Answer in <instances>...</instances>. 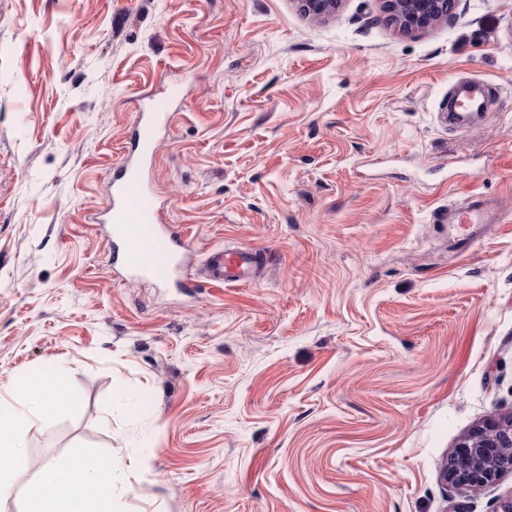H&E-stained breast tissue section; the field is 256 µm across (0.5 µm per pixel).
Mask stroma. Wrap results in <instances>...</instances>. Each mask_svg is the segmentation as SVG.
<instances>
[{
    "mask_svg": "<svg viewBox=\"0 0 512 512\" xmlns=\"http://www.w3.org/2000/svg\"><path fill=\"white\" fill-rule=\"evenodd\" d=\"M489 112L453 129L452 83ZM146 163L192 268L261 251L251 285L119 281L100 216L151 96ZM504 219L459 246L434 209ZM69 394L27 478L100 449L117 512H497L512 470L454 486L456 446L512 414V0L400 30L379 0H0V393ZM174 93L163 95L152 101L151 112L143 114L137 121L133 133V147L141 155L153 153L162 125L168 123L172 116L170 104Z\"/></svg>",
    "mask_w": 512,
    "mask_h": 512,
    "instance_id": "35a3bbf8",
    "label": "stroma"
}]
</instances>
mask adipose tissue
<instances>
[{
	"label": "adipose tissue",
	"mask_w": 512,
	"mask_h": 512,
	"mask_svg": "<svg viewBox=\"0 0 512 512\" xmlns=\"http://www.w3.org/2000/svg\"><path fill=\"white\" fill-rule=\"evenodd\" d=\"M64 394L61 380L50 383L34 375L19 379L12 397L0 395V497L16 488L25 471L26 431L46 422ZM126 488L125 476L111 458L85 448L68 466L44 465L25 489L22 512H113L116 493Z\"/></svg>",
	"instance_id": "ef3b65f1"
}]
</instances>
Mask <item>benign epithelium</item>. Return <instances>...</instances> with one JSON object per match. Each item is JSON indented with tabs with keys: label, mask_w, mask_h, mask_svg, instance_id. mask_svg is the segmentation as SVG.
I'll use <instances>...</instances> for the list:
<instances>
[{
	"label": "benign epithelium",
	"mask_w": 512,
	"mask_h": 512,
	"mask_svg": "<svg viewBox=\"0 0 512 512\" xmlns=\"http://www.w3.org/2000/svg\"><path fill=\"white\" fill-rule=\"evenodd\" d=\"M301 9L314 16L336 11L340 0H297ZM400 28L419 30L448 17L450 0H380ZM456 454L445 472L453 485L479 487L496 482L506 469H512V415L490 419L474 428L458 444Z\"/></svg>",
	"instance_id": "1"
}]
</instances>
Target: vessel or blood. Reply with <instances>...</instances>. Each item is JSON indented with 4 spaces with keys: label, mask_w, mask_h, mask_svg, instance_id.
Listing matches in <instances>:
<instances>
[{
    "label": "vessel or blood",
    "mask_w": 512,
    "mask_h": 512,
    "mask_svg": "<svg viewBox=\"0 0 512 512\" xmlns=\"http://www.w3.org/2000/svg\"><path fill=\"white\" fill-rule=\"evenodd\" d=\"M487 91L481 83L457 84L449 126H456L458 117L481 111ZM171 101L168 94L154 99L149 112L137 121L132 140L139 155L153 152L161 126L171 118ZM435 220L447 225L452 236H470L485 225L500 223L501 212L493 204L472 197L463 205L436 211ZM104 221L112 226L117 260L127 275L163 288L190 290L191 284L183 273L187 261L185 243L180 233L161 223L156 195L136 159L125 162L112 177ZM206 267L213 282L246 286L256 277V253L217 249L208 254Z\"/></svg>",
    "instance_id": "b4317fda"
}]
</instances>
